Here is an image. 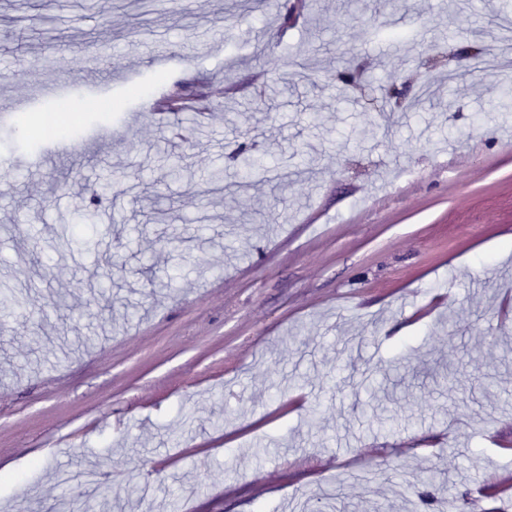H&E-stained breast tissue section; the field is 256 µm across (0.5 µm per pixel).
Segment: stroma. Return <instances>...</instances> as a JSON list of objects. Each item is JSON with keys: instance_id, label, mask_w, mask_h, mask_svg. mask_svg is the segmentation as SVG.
Wrapping results in <instances>:
<instances>
[{"instance_id": "35a3bbf8", "label": "stroma", "mask_w": 512, "mask_h": 512, "mask_svg": "<svg viewBox=\"0 0 512 512\" xmlns=\"http://www.w3.org/2000/svg\"><path fill=\"white\" fill-rule=\"evenodd\" d=\"M295 2L0 0V512L92 471L112 512H428L404 489L436 469L512 512L479 497L512 484V111L485 92L512 68L465 55L512 0ZM294 61L359 87L281 91ZM90 71L83 149L35 153L61 132L19 109ZM222 77L174 138L194 117L155 99ZM242 145L294 159L286 193L239 187Z\"/></svg>"}]
</instances>
